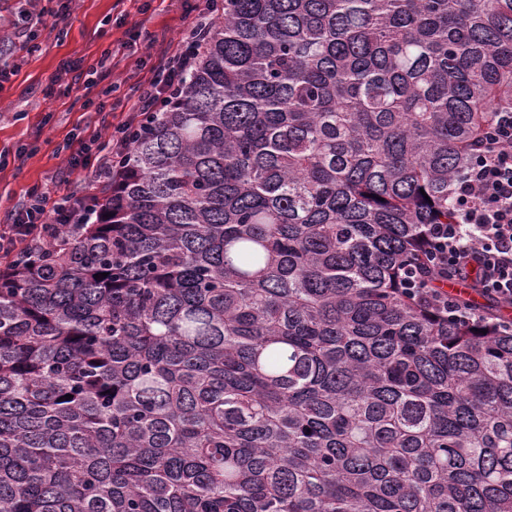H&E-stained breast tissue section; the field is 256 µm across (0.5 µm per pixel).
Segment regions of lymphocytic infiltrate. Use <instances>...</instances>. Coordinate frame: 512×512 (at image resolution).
Returning a JSON list of instances; mask_svg holds the SVG:
<instances>
[{
  "label": "lymphocytic infiltrate",
  "instance_id": "obj_1",
  "mask_svg": "<svg viewBox=\"0 0 512 512\" xmlns=\"http://www.w3.org/2000/svg\"><path fill=\"white\" fill-rule=\"evenodd\" d=\"M216 8V0H196L187 31L161 76L141 88L125 120L110 132L96 131L79 139L67 161L68 175L61 178L55 194L32 191L25 203L10 211L7 224L0 228V265L10 266L16 257L55 244L60 225L88 221V212L67 190L70 174L88 171L100 178H113L114 162L126 155L130 138L145 117L180 95L212 28ZM452 193L458 203L456 221L430 225L432 268L413 275L412 281L429 304L447 309L457 319L476 321L480 318L476 306L448 297L432 280L457 281L474 275L476 290L512 308V106L496 112L490 137Z\"/></svg>",
  "mask_w": 512,
  "mask_h": 512
}]
</instances>
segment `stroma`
I'll return each instance as SVG.
<instances>
[{"instance_id": "1", "label": "stroma", "mask_w": 512, "mask_h": 512, "mask_svg": "<svg viewBox=\"0 0 512 512\" xmlns=\"http://www.w3.org/2000/svg\"><path fill=\"white\" fill-rule=\"evenodd\" d=\"M13 3L0 0V23L33 30L39 49L23 59L0 54V69L12 74L0 88V222L33 188L53 189L68 140L98 127L85 100L105 103L109 121H121L187 25L183 0H45L22 19L12 16ZM107 53L110 94L86 91L80 69Z\"/></svg>"}]
</instances>
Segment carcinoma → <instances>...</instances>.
<instances>
[{"label": "carcinoma", "instance_id": "1", "mask_svg": "<svg viewBox=\"0 0 512 512\" xmlns=\"http://www.w3.org/2000/svg\"><path fill=\"white\" fill-rule=\"evenodd\" d=\"M507 104L512 0H224L0 270V512H512V333L405 291Z\"/></svg>", "mask_w": 512, "mask_h": 512}]
</instances>
